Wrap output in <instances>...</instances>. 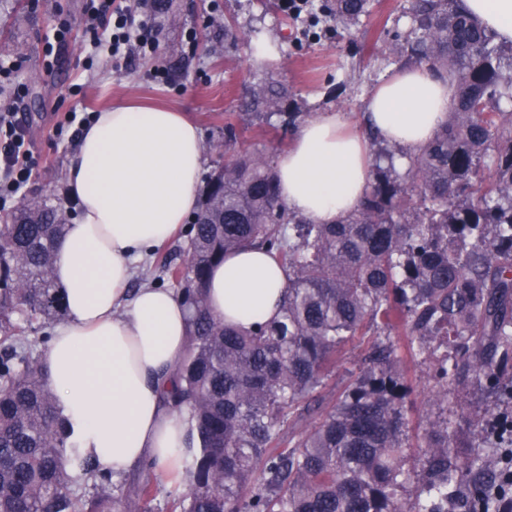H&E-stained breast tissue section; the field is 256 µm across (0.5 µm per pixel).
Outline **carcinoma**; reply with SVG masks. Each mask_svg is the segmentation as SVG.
Here are the masks:
<instances>
[{
	"instance_id": "carcinoma-1",
	"label": "carcinoma",
	"mask_w": 512,
	"mask_h": 512,
	"mask_svg": "<svg viewBox=\"0 0 512 512\" xmlns=\"http://www.w3.org/2000/svg\"><path fill=\"white\" fill-rule=\"evenodd\" d=\"M369 8L324 0L313 23L339 28ZM408 14L390 51L455 86L448 121L413 154L372 136L369 190L340 223L291 216L273 166L230 154L236 127L224 126L228 157L209 177L187 259L158 268L190 311L167 399L197 436L170 512H499L489 489L508 459L485 426L512 434V412L475 419L467 444L447 414L409 454L411 387L391 339L373 343L336 403L308 420L337 353L376 329L431 360L433 402L478 383L512 407V43L459 0H410ZM287 98L261 78L246 109L286 127L301 117ZM66 232L65 209L46 199L0 213V512H151L153 465L125 499L112 496V473L81 450L40 362L38 345L67 312L52 277ZM254 245L288 284L279 318L239 332L210 312L203 288L214 262Z\"/></svg>"
}]
</instances>
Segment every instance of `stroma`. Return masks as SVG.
<instances>
[{"label":"stroma","mask_w":512,"mask_h":512,"mask_svg":"<svg viewBox=\"0 0 512 512\" xmlns=\"http://www.w3.org/2000/svg\"><path fill=\"white\" fill-rule=\"evenodd\" d=\"M99 0H0L21 52L0 58V113H13L25 127L28 147L38 161L28 196L62 204L69 217L77 211L66 190L67 165L79 145L65 121L69 112H101L129 102L162 104L185 112L199 127L204 142L224 139V124L237 128V150L268 160L288 149L294 130L260 126L247 120L243 102L255 81L252 47H227L219 22L233 18L244 31L269 38L277 49L267 67L288 89L287 108L306 114L337 112L362 126L365 100L378 82L395 68L388 57V31L405 30L407 0H374V8L342 36L325 24L310 27L309 16L292 17L281 4L262 10L256 0H172L175 25L154 29L155 52L134 50L112 59L92 53V28L111 26L110 18L93 17ZM64 30L55 40L56 30ZM369 342L362 336L336 357V368L320 389L321 407L332 406L343 387L359 371ZM406 379L414 392L407 399L406 438L417 443L430 428L428 366L408 348H400Z\"/></svg>","instance_id":"obj_1"}]
</instances>
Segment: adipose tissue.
<instances>
[{"label":"adipose tissue","instance_id":"obj_1","mask_svg":"<svg viewBox=\"0 0 512 512\" xmlns=\"http://www.w3.org/2000/svg\"><path fill=\"white\" fill-rule=\"evenodd\" d=\"M460 5L512 42V0ZM453 98L450 83L408 67L369 93L364 129L335 112L308 118L275 165L289 212L315 224L342 221L368 186L366 132L417 151L447 121ZM204 164L200 130L182 113L128 104L98 113L68 167L78 217L53 270L67 319L41 363L84 453L115 474L146 461L176 473L189 446L188 418L165 400L188 345V312L176 291L146 285L131 294L127 285L134 264L196 210ZM287 282L265 249L246 247L212 267L205 299L224 324L250 330L278 315Z\"/></svg>","mask_w":512,"mask_h":512}]
</instances>
